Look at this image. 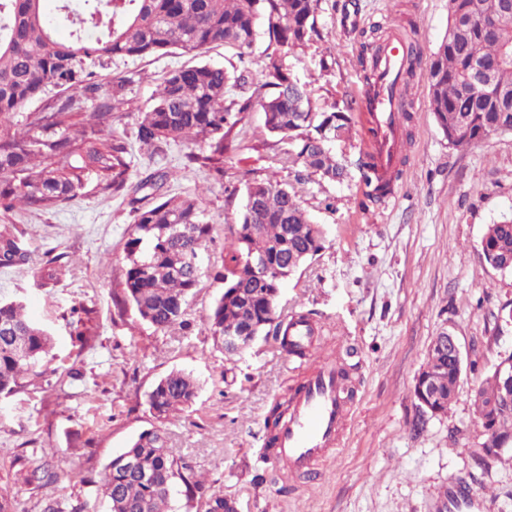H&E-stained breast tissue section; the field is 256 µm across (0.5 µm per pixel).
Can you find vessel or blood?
<instances>
[{
    "label": "vessel or blood",
    "mask_w": 512,
    "mask_h": 512,
    "mask_svg": "<svg viewBox=\"0 0 512 512\" xmlns=\"http://www.w3.org/2000/svg\"><path fill=\"white\" fill-rule=\"evenodd\" d=\"M406 55L395 42L379 52L376 73L362 81L358 100L372 120L373 164L376 175L393 177L401 163L399 116L407 103L402 73ZM289 349L307 350L316 340L311 320L292 318L285 329ZM349 417L344 369L340 361L323 360L307 379L291 392L280 416L269 428L265 454L289 473H309L337 444Z\"/></svg>",
    "instance_id": "1"
}]
</instances>
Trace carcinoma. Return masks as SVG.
Instances as JSON below:
<instances>
[{"mask_svg":"<svg viewBox=\"0 0 512 512\" xmlns=\"http://www.w3.org/2000/svg\"><path fill=\"white\" fill-rule=\"evenodd\" d=\"M45 0H0V206L13 210L33 205L53 207L76 198L94 177L102 190L119 191L128 180L123 142L72 136L81 101L51 93L62 87L94 95L96 70L117 59L164 55L173 50L199 56L215 43L239 49V60L256 40L258 21L268 39L266 66L273 91L254 88L247 68L238 73L199 63L169 75L156 92L153 108L138 121L139 141L154 149L169 140L208 143V151L191 160L217 174L224 172V151L233 148L231 133L240 115L261 107L266 129L288 139V163L327 182H342L349 172L334 145L351 131L368 142L373 133L363 113L348 104L332 103L314 110L306 85L292 77L278 56L283 47L302 48L317 30L318 0H61V16L44 9ZM512 8V0H448V30L428 60L410 31L405 82L426 66L429 108L453 147L478 144L494 133H512V14L494 29L488 23ZM122 14L121 23L114 18ZM75 27L70 39L57 36L61 23ZM371 27L359 64L372 72L377 32ZM237 90V97L226 94ZM48 98L46 111L27 117L26 132L16 136L8 122L28 102ZM372 156L361 151L358 183L361 204L385 202L394 182L370 174ZM247 202L240 221L227 227L230 246L224 256V293L206 314L214 341L224 344V331L266 338L281 334L274 270L288 261L299 272L323 248L324 229L314 223L294 190L284 184L254 180L246 186ZM213 225L203 219L198 199L171 197L137 216L125 244V273L118 308L131 306L157 330L186 325L189 299L198 288L201 269L190 256L210 239ZM267 255L272 273L250 270L251 251ZM484 264L512 274V215L491 224L480 242ZM30 252L13 230H0V265L29 264ZM50 334L24 314L18 302L0 301V395L21 387L24 376L49 354ZM427 368L439 385L435 405L447 413L459 373L445 355L428 356ZM500 385L489 372L474 395L478 416ZM197 386L191 375L174 370L147 394L157 418L192 405ZM57 480L49 463L27 470L25 482L36 488ZM188 499L204 493L203 480L183 459L168 452L163 434L142 432L105 467L100 481L110 512H174L176 483Z\"/></svg>","mask_w":512,"mask_h":512,"instance_id":"cac0c4a2","label":"carcinoma"}]
</instances>
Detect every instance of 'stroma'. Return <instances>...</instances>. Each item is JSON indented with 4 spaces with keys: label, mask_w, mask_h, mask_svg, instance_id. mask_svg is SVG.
Here are the masks:
<instances>
[{
    "label": "stroma",
    "mask_w": 512,
    "mask_h": 512,
    "mask_svg": "<svg viewBox=\"0 0 512 512\" xmlns=\"http://www.w3.org/2000/svg\"><path fill=\"white\" fill-rule=\"evenodd\" d=\"M349 13L359 16L358 26L344 24ZM374 24L388 33L414 31L428 55L448 29V0H319L318 37L283 57L316 107L353 100L362 73L361 32ZM267 45L257 38L243 59L216 43L198 59L171 53L100 69L99 97L121 101L100 131L125 143L129 189L104 196L91 181L81 196L53 209L0 207V225L13 226L31 254L27 266L0 267V300L22 301L53 341L29 385L0 396V496L18 512L86 499L95 512H109L92 483L112 456L150 429L163 431L169 452L201 474L207 495L234 499L239 512H438L458 480L475 490L469 512H512V454L484 462L472 402L487 372L512 352V326L497 322L499 309L512 306V276L478 255L487 226L512 213V133L463 149L449 146L429 110L427 74L418 72L408 88L410 138L395 193L368 209L353 182L298 179L285 160L287 140L267 131L257 107L234 128L220 175L189 163L182 143L155 153L139 142L138 117L152 108L172 71L198 60L228 69L243 62L262 82ZM324 59L331 69H321ZM116 71L130 78L119 91L112 85ZM256 178L293 188L326 230L322 251L278 301L280 318L310 313L318 331L317 348L300 358L283 355L271 338L228 356L214 345L204 319L224 291V227L239 221L246 185ZM147 179L153 187L141 188ZM186 195L201 198L213 231L188 325L163 332L132 308H117L115 294L139 209ZM51 259L58 275L47 284L41 269ZM444 329L462 346L464 370L448 412L427 417L416 431L413 386L432 339ZM80 332L86 343L77 342ZM336 356L353 367L350 416L324 482L308 487L265 458L264 422L274 403ZM173 370L193 376L197 396L161 421L146 394ZM41 458L56 465L59 479L37 490L24 476Z\"/></svg>",
    "instance_id": "1"
}]
</instances>
